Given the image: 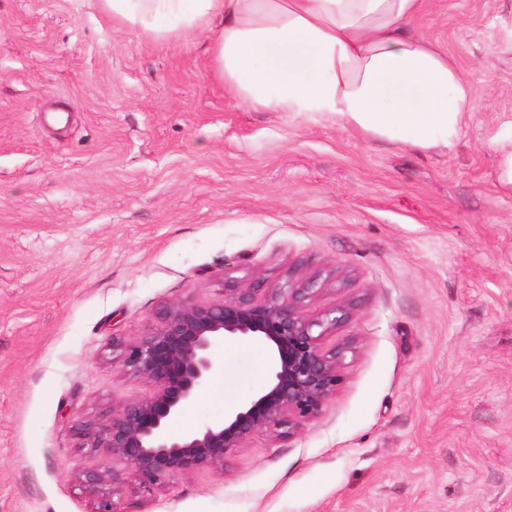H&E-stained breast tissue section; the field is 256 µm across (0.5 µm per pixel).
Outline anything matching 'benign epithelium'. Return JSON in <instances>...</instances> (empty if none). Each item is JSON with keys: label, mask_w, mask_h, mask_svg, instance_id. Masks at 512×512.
<instances>
[{"label": "benign epithelium", "mask_w": 512, "mask_h": 512, "mask_svg": "<svg viewBox=\"0 0 512 512\" xmlns=\"http://www.w3.org/2000/svg\"><path fill=\"white\" fill-rule=\"evenodd\" d=\"M224 282L230 287L223 299L165 304L149 332L115 343L122 366L149 382L152 392L112 408V418L86 425L85 447L126 464L146 494L174 475L224 470L225 459L257 433L294 436L322 415L336 394L347 353L356 349L352 339L327 344L353 318V306L338 304L317 316L304 312V303L318 291L315 278L290 275L260 297L227 277ZM227 337L268 347L266 387L224 421L170 435L169 421L224 369L213 347ZM83 482L97 500L95 512H121L106 473L85 471Z\"/></svg>", "instance_id": "1"}]
</instances>
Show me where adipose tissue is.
Masks as SVG:
<instances>
[{"mask_svg":"<svg viewBox=\"0 0 512 512\" xmlns=\"http://www.w3.org/2000/svg\"><path fill=\"white\" fill-rule=\"evenodd\" d=\"M150 44L210 32L211 74L237 104L318 115L373 139L448 149L480 98L448 54L408 30L425 0H97Z\"/></svg>","mask_w":512,"mask_h":512,"instance_id":"ef3b65f1","label":"adipose tissue"}]
</instances>
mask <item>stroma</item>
Segmentation results:
<instances>
[{"mask_svg": "<svg viewBox=\"0 0 512 512\" xmlns=\"http://www.w3.org/2000/svg\"><path fill=\"white\" fill-rule=\"evenodd\" d=\"M481 93L454 146L421 151L323 118L255 112L209 74L207 35L155 45L94 0H0V512H512V0H427L410 25ZM296 267L304 310L350 303L323 415L254 435L223 470L152 494L81 430L150 384L113 340L166 303L264 295ZM255 340L171 420L178 436L262 390ZM487 148L494 154L497 161L498 182L503 186L510 185L512 188V129L511 134H505L491 140ZM82 476L89 493L97 500V507L94 512H121L117 508V503L113 500V489L108 488L106 472L93 469L83 472Z\"/></svg>", "mask_w": 512, "mask_h": 512, "instance_id": "35a3bbf8", "label": "stroma"}]
</instances>
